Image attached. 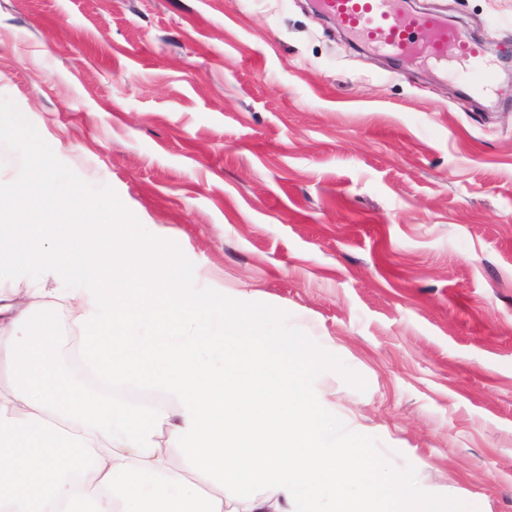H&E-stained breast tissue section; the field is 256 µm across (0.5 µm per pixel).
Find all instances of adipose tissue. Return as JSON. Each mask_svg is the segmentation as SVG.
<instances>
[{"label":"adipose tissue","mask_w":512,"mask_h":512,"mask_svg":"<svg viewBox=\"0 0 512 512\" xmlns=\"http://www.w3.org/2000/svg\"><path fill=\"white\" fill-rule=\"evenodd\" d=\"M53 161L29 147L24 180L0 189L20 217L0 223V512H458L337 447L301 339L267 335L223 290L180 287L173 253L121 247L81 195L50 235ZM58 302L115 399L62 381ZM141 387L155 400L124 398Z\"/></svg>","instance_id":"adipose-tissue-1"}]
</instances>
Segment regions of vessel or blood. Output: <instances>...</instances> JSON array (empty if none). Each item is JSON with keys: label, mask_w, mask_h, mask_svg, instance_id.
Wrapping results in <instances>:
<instances>
[{"label": "vessel or blood", "mask_w": 512, "mask_h": 512, "mask_svg": "<svg viewBox=\"0 0 512 512\" xmlns=\"http://www.w3.org/2000/svg\"><path fill=\"white\" fill-rule=\"evenodd\" d=\"M322 4L346 31L390 55L421 51L440 62L453 56L472 76L490 72L480 46L459 41L455 29L438 16L403 11L398 0H322Z\"/></svg>", "instance_id": "vessel-or-blood-1"}]
</instances>
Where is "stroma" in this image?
<instances>
[{
  "instance_id": "obj_1",
  "label": "stroma",
  "mask_w": 512,
  "mask_h": 512,
  "mask_svg": "<svg viewBox=\"0 0 512 512\" xmlns=\"http://www.w3.org/2000/svg\"><path fill=\"white\" fill-rule=\"evenodd\" d=\"M491 61L369 49L311 0H0V182L180 256L325 362L353 458L512 512V0H416Z\"/></svg>"
}]
</instances>
